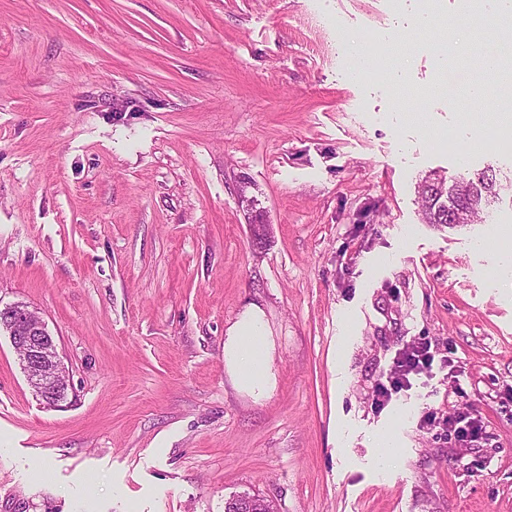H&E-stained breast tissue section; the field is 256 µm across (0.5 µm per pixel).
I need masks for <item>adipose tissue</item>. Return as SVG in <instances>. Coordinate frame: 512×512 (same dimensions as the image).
<instances>
[{
    "label": "adipose tissue",
    "mask_w": 512,
    "mask_h": 512,
    "mask_svg": "<svg viewBox=\"0 0 512 512\" xmlns=\"http://www.w3.org/2000/svg\"><path fill=\"white\" fill-rule=\"evenodd\" d=\"M271 349L260 311H250L234 324L224 343V359L238 388L257 395L268 390Z\"/></svg>",
    "instance_id": "1"
}]
</instances>
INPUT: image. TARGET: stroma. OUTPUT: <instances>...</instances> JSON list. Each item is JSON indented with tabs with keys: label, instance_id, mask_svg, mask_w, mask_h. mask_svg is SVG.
I'll use <instances>...</instances> for the list:
<instances>
[{
	"label": "stroma",
	"instance_id": "stroma-1",
	"mask_svg": "<svg viewBox=\"0 0 512 512\" xmlns=\"http://www.w3.org/2000/svg\"><path fill=\"white\" fill-rule=\"evenodd\" d=\"M457 16L0 0V307L37 311L70 377L45 406L0 335V512H225L244 492L279 512H512V274L481 245L512 226V111L469 98L504 43ZM352 41L389 46L394 73L350 78ZM487 168L482 222H425L426 177ZM255 307L261 398L224 364ZM408 344L432 372L378 403ZM453 387L477 441L447 423ZM396 438L391 434H384L377 442L378 448L375 455V464L379 473L389 471L397 458V452H393Z\"/></svg>",
	"mask_w": 512,
	"mask_h": 512
}]
</instances>
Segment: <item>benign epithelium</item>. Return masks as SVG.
<instances>
[{"label":"benign epithelium","instance_id":"1","mask_svg":"<svg viewBox=\"0 0 512 512\" xmlns=\"http://www.w3.org/2000/svg\"><path fill=\"white\" fill-rule=\"evenodd\" d=\"M6 333L14 349H20L22 369L37 396L63 390L66 372L61 366L54 337L46 322L23 303L0 307V333ZM257 500L245 495L227 502L226 512H254Z\"/></svg>","mask_w":512,"mask_h":512}]
</instances>
